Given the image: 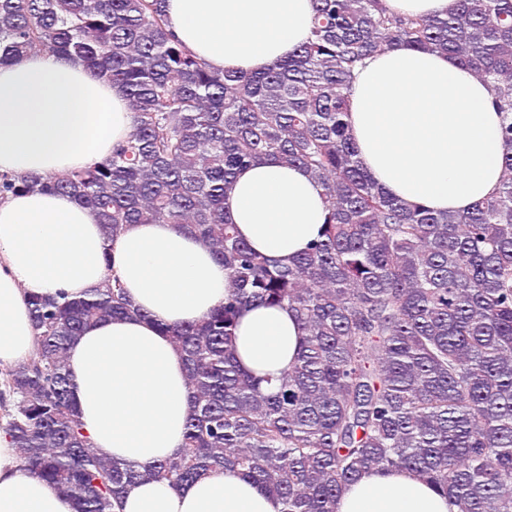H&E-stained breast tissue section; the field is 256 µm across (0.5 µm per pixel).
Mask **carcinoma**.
Masks as SVG:
<instances>
[{
	"mask_svg": "<svg viewBox=\"0 0 512 512\" xmlns=\"http://www.w3.org/2000/svg\"><path fill=\"white\" fill-rule=\"evenodd\" d=\"M310 38L259 72L212 70L168 26L166 0H0V64L62 54L124 88L128 138L63 176L0 174L95 210L106 236L178 224L224 264V303L158 324L185 356L192 410L180 450L144 468L97 455L66 362L94 322L149 315L116 274L79 299L31 295L35 351L0 371V429L25 470L116 512L155 479L232 470L281 512H335L365 471L406 469L459 512H512V0H454L440 16L382 0H313ZM394 43L447 54L496 85L506 152L498 189L436 212L383 191L347 122L355 70ZM324 188L327 221L292 263L261 255L224 216L236 174L264 157ZM293 311L303 342L264 389L236 361L243 308Z\"/></svg>",
	"mask_w": 512,
	"mask_h": 512,
	"instance_id": "cac0c4a2",
	"label": "carcinoma"
}]
</instances>
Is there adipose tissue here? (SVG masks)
Masks as SVG:
<instances>
[{
  "label": "adipose tissue",
  "instance_id": "obj_1",
  "mask_svg": "<svg viewBox=\"0 0 512 512\" xmlns=\"http://www.w3.org/2000/svg\"><path fill=\"white\" fill-rule=\"evenodd\" d=\"M313 0H168V24L211 68L259 71L310 36ZM494 84L450 56L406 44L385 47L359 69L349 123L375 180L410 205L464 211L499 185L505 145ZM121 86L67 57L33 53L0 65V172L59 176L109 157L132 131ZM226 219L257 252L292 261L326 221L323 188L298 166L267 157L242 170ZM116 270L146 318L91 324L67 362L80 420L100 456L143 467L183 442L191 394L183 354L159 323L202 320L224 300V266L187 229L130 224L107 239L95 212L49 191L0 196V368L35 349L28 297H72ZM302 343L293 312L252 305L240 314L236 359L278 377ZM254 484L214 472L173 488L147 481L121 512H280ZM0 512H75L72 499L25 471L0 431ZM335 512H452L447 497L411 471L369 470L338 498Z\"/></svg>",
  "mask_w": 512,
  "mask_h": 512
}]
</instances>
